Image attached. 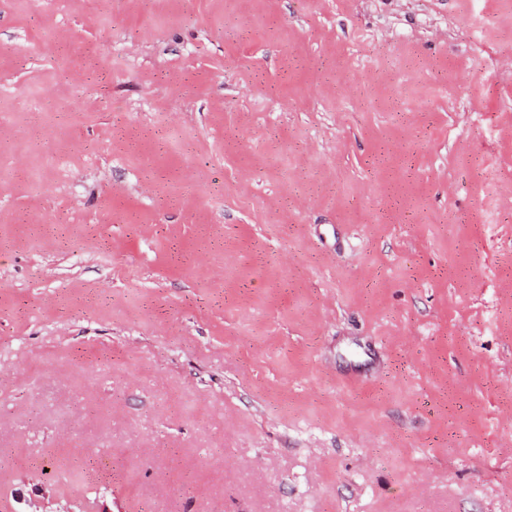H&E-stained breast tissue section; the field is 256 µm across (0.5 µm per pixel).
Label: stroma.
I'll use <instances>...</instances> for the list:
<instances>
[{
  "label": "stroma",
  "mask_w": 512,
  "mask_h": 512,
  "mask_svg": "<svg viewBox=\"0 0 512 512\" xmlns=\"http://www.w3.org/2000/svg\"><path fill=\"white\" fill-rule=\"evenodd\" d=\"M0 512H512V0H0Z\"/></svg>",
  "instance_id": "obj_1"
}]
</instances>
